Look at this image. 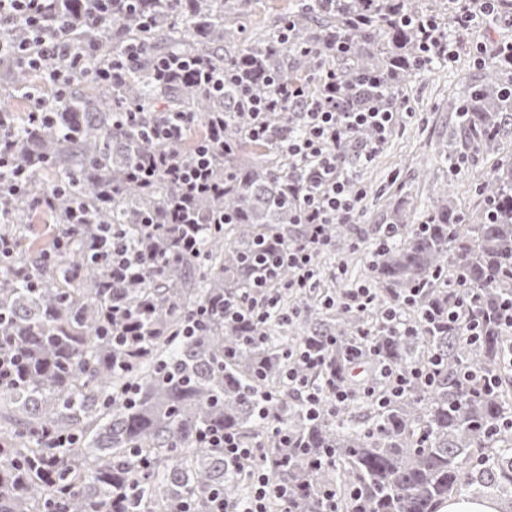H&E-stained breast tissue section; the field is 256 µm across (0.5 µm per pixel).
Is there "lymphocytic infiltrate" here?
<instances>
[{
	"label": "lymphocytic infiltrate",
	"instance_id": "1",
	"mask_svg": "<svg viewBox=\"0 0 512 512\" xmlns=\"http://www.w3.org/2000/svg\"><path fill=\"white\" fill-rule=\"evenodd\" d=\"M454 7L447 22L428 20L419 23L421 50L425 55H453L451 43L442 42L444 24L460 29H469L483 24L485 18L494 13L499 0H452ZM52 0H0V64L9 62L41 74L44 82L57 90L77 78L93 76L94 71L86 65L87 51L75 43L69 30L54 24ZM12 31V38H4V31ZM340 82L336 74H328L321 95L307 112L301 113L298 131L277 136L266 121L269 112L286 109L301 97L302 89L287 85L278 86L274 96L255 99L251 102L252 121L248 135L256 141L277 140L284 155L289 159L313 161L317 164L315 174L300 186V221L308 228L306 241L289 246L285 255L264 253L261 266L265 275L257 283V294L247 307L232 308L231 318H251L265 321L275 301L274 293L279 285L275 280L279 260H286L299 272L296 287H308L313 278L311 270L314 250L328 246L325 234L327 225L353 216L356 199L350 194L347 183L339 171V157L348 144L352 133L360 128L371 129L373 140L360 146L362 162H371L386 140L392 135L396 113L374 107L342 112L337 108ZM213 143L200 141L195 149L194 165L185 167L177 160L158 156L142 166L149 172L163 169L178 181L186 192L208 186L210 154ZM200 443L224 451L227 466L235 469L249 467L252 478V494L248 501L240 503L236 512H267L271 499L284 498L285 489L274 484L261 470L256 449L247 447L234 434L218 429H208L198 437Z\"/></svg>",
	"mask_w": 512,
	"mask_h": 512
}]
</instances>
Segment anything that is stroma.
<instances>
[{
    "instance_id": "stroma-1",
    "label": "stroma",
    "mask_w": 512,
    "mask_h": 512,
    "mask_svg": "<svg viewBox=\"0 0 512 512\" xmlns=\"http://www.w3.org/2000/svg\"><path fill=\"white\" fill-rule=\"evenodd\" d=\"M450 37L457 44L453 60L433 63L410 77L401 99L400 109L405 113L402 123L370 163L351 170L361 191L353 218L359 230V262L369 260L380 227L389 222L398 199L408 200L419 212L428 208L429 191L418 183V173L429 172L440 181L453 178L456 204L471 210L477 199L469 191L470 184L486 177L501 158L512 157L509 133L502 137L498 153L476 156L460 172H453L452 161L440 158L438 147L457 139L456 115L449 110L448 101L461 97L467 79L477 75L470 52L477 41L487 40L488 33L482 28L454 30Z\"/></svg>"
}]
</instances>
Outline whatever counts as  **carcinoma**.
<instances>
[{"label": "carcinoma", "mask_w": 512, "mask_h": 512, "mask_svg": "<svg viewBox=\"0 0 512 512\" xmlns=\"http://www.w3.org/2000/svg\"><path fill=\"white\" fill-rule=\"evenodd\" d=\"M256 0H112L101 17L91 0H67L55 24L83 46L103 45L94 67L112 81L69 84L63 99L46 94L49 126L22 122L12 138L15 158L31 177L28 196L5 200L0 231L18 241L0 264V351L24 360L21 381L0 387V512H112L116 489H127L128 512H209L224 494L227 512L248 498L247 469L224 464V449L204 447L206 428L237 435L262 449L271 481L288 489V512H438L451 496L493 497L512 512V372L501 370L512 334L497 321L512 298V158L476 184L481 209L455 205L448 185L432 190L420 215L401 204L392 217L395 243L374 251L366 268L374 301L365 311L320 312L333 293L286 288L267 320L234 323L224 301L250 295L263 246L288 248L305 236L288 182L302 171L271 141L247 134L249 109L237 84L216 92L188 78L155 79V64L182 57L240 76L255 96L279 83L304 90L302 112L317 99L329 70L340 75L339 110L369 104L396 111L421 56L417 22L448 15V0H289L284 20L244 42ZM287 31L288 39L280 38ZM348 52L331 50L333 41ZM138 59L127 61L128 47ZM377 78L368 86L360 75ZM34 73L14 71L5 84L26 88ZM140 104L129 121L121 109ZM459 141L456 166L468 153H487L512 127V58L493 49L466 95L452 102ZM224 113V145L213 169L221 191L196 203V244L182 245L173 216L177 185L159 175L144 186L129 176L142 158L159 152L188 161L195 137L212 131ZM173 113L198 116L180 140L160 142L152 129ZM275 129L297 119L271 112ZM372 137L359 129L341 155L347 168L357 146ZM66 183L46 213L65 236L29 239L43 194ZM87 224H68L71 208ZM156 229L145 233L142 218ZM121 231L147 261L137 276L115 274L100 229ZM354 228L332 224L336 248L353 253ZM416 292L406 308L410 329L386 319L388 309ZM146 337L133 352L105 333L113 306ZM484 321L472 343L448 324V308ZM322 354L336 375L381 394L378 368L398 372L440 362L432 381L414 380L401 396L379 401L354 396L340 410L307 413L288 373L310 383L329 370L308 366L304 353ZM499 375L484 391L461 374ZM63 436V448L50 439Z\"/></svg>", "instance_id": "obj_1"}]
</instances>
